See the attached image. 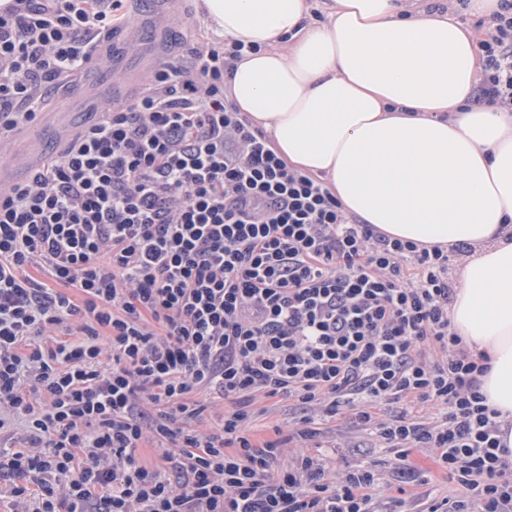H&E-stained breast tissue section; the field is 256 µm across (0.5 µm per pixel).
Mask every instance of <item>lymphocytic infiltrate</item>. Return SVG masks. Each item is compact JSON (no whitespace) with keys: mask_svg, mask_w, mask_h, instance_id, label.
<instances>
[{"mask_svg":"<svg viewBox=\"0 0 512 512\" xmlns=\"http://www.w3.org/2000/svg\"><path fill=\"white\" fill-rule=\"evenodd\" d=\"M128 2L0 12V138L38 119L48 85L104 64L97 42L127 26ZM493 26L482 96L512 112V0H497ZM244 48L190 41L136 97L64 133L27 181L0 185V481L13 512H383L400 499L377 462L335 473L316 450L343 409L396 460L428 449L460 486L420 512H512L486 368L448 316L450 256L467 246L390 238L288 166L224 92ZM276 398L303 414L254 443ZM419 403L436 416L414 415Z\"/></svg>","mask_w":512,"mask_h":512,"instance_id":"1","label":"lymphocytic infiltrate"}]
</instances>
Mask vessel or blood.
Listing matches in <instances>:
<instances>
[{"label":"vessel or blood","instance_id":"obj_1","mask_svg":"<svg viewBox=\"0 0 512 512\" xmlns=\"http://www.w3.org/2000/svg\"><path fill=\"white\" fill-rule=\"evenodd\" d=\"M179 2L180 0H149L148 8L134 9L127 29L113 33L111 42L99 44V52H111L114 64L122 70V81L120 85L113 87V95H124L126 88L147 79L170 43L169 34L176 23ZM139 29L149 30L152 39L139 60L125 62L121 47L130 32ZM68 99V94H60L52 107V122L43 121L24 131L17 142L0 143V153L8 157L7 163L0 165V184L22 183L40 165L45 149V131L49 124L69 129L80 127L81 119L77 113L70 111Z\"/></svg>","mask_w":512,"mask_h":512}]
</instances>
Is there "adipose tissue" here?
<instances>
[{
    "label": "adipose tissue",
    "mask_w": 512,
    "mask_h": 512,
    "mask_svg": "<svg viewBox=\"0 0 512 512\" xmlns=\"http://www.w3.org/2000/svg\"><path fill=\"white\" fill-rule=\"evenodd\" d=\"M224 37L257 45L224 91L288 165L346 214L407 241L471 246L449 309L488 358L486 404L512 449V113L479 101L477 37L443 0H201Z\"/></svg>",
    "instance_id": "ef3b65f1"
}]
</instances>
